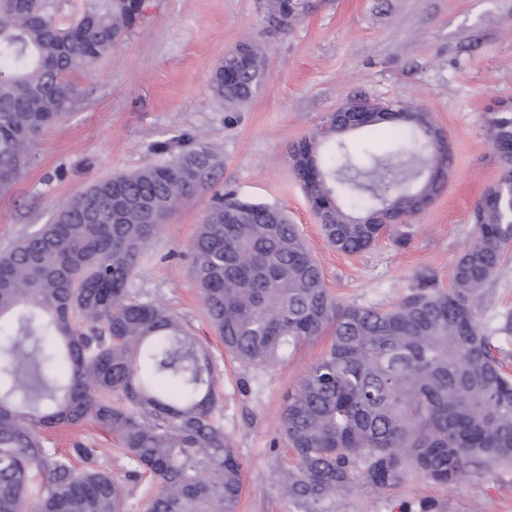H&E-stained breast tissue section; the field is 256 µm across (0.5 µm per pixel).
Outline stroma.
Returning a JSON list of instances; mask_svg holds the SVG:
<instances>
[{"label":"stroma","mask_w":512,"mask_h":512,"mask_svg":"<svg viewBox=\"0 0 512 512\" xmlns=\"http://www.w3.org/2000/svg\"><path fill=\"white\" fill-rule=\"evenodd\" d=\"M242 42L260 48L265 79L249 102L231 109L212 96L209 80ZM70 79L76 94L69 109L40 136L19 180L0 193V254L92 182L166 163L181 151L180 137L212 148V180L158 228L130 289L176 314L212 355L224 432L244 464L238 512H297L283 486L294 461L281 440V412L332 333L323 331L270 367L233 358L191 273L188 252L198 226L213 194L230 188L242 200L287 212L340 304L392 308L427 273L448 286L473 240V207L500 176L485 118L512 109V0H314L285 35L267 32L258 0H142L122 42ZM355 97L425 108L447 133L453 162L444 191L424 213L393 225L373 248L347 255L324 238L291 174L288 149ZM510 313L512 262L478 309L512 375V334L502 331ZM78 442L104 449L101 466L127 484V512H144L154 486L145 478L127 482L132 464L115 436L85 421L50 432L46 445L67 455ZM328 508L512 512V466L472 464L447 485L417 474L394 488L356 482Z\"/></svg>","instance_id":"stroma-1"}]
</instances>
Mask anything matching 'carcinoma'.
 I'll return each instance as SVG.
<instances>
[{
	"mask_svg": "<svg viewBox=\"0 0 512 512\" xmlns=\"http://www.w3.org/2000/svg\"><path fill=\"white\" fill-rule=\"evenodd\" d=\"M130 0H87L61 27L45 0H0V192L19 179L34 139L66 111L69 74L116 46ZM308 0H262L261 21L286 33ZM236 71L224 83V67ZM258 49L237 51L211 76L214 96L247 102L264 81ZM322 150L316 131L289 156L309 201L331 216L328 243L354 254L388 224H367L381 204L392 222L424 212L444 188L411 184L423 168L450 170L451 148L424 137L430 113L405 106L386 126L396 155ZM488 132L499 152L498 199L472 213L474 239L455 262L451 286L422 276L388 310L341 305L282 209L215 196L191 246L194 280L210 323L237 360L273 366L332 324V341L288 392L282 435L297 465L286 492L300 512H327L337 490L360 480L376 488L416 472L441 484L471 463L512 465V378L478 321L485 289L512 247V113L495 112ZM317 153L312 171L297 163ZM216 156L198 145L162 165L92 183L52 220L0 256V512H126L125 489L99 466L102 450L77 446L84 467L45 447L43 432L92 420L117 436L132 477L156 484L145 512H237L244 464L224 433L214 361L180 319L129 288L146 247L179 202L206 184ZM353 202H336L333 182Z\"/></svg>",
	"mask_w": 512,
	"mask_h": 512,
	"instance_id": "obj_1",
	"label": "carcinoma"
}]
</instances>
